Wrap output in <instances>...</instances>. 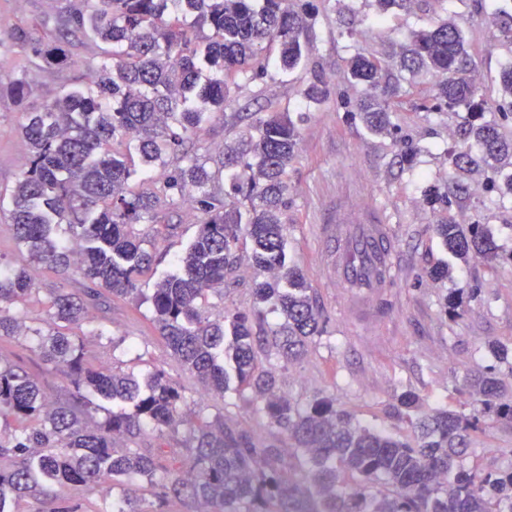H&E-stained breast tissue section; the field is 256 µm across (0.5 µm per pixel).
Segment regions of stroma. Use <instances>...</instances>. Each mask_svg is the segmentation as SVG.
I'll use <instances>...</instances> for the list:
<instances>
[{"label":"stroma","instance_id":"35a3bbf8","mask_svg":"<svg viewBox=\"0 0 512 512\" xmlns=\"http://www.w3.org/2000/svg\"><path fill=\"white\" fill-rule=\"evenodd\" d=\"M312 2L318 14L307 32L309 54L304 66L290 74L272 69L242 77L237 102L213 114L195 138L215 169L223 159L225 141L248 129L242 113L263 116L282 109L305 113L296 158L288 171L287 250L290 260L303 270L326 323L324 335L316 337L308 355L279 370V390L303 408L315 398H331L361 423L405 438L410 428L393 410L402 393L419 396L417 415L438 408L467 415L472 410L467 388L471 374L490 369L502 379L512 375V264L490 263L476 254L465 263L451 260L435 233L436 224L444 221L483 224L499 253H511L512 200L486 192L483 170L461 173L453 166L452 155L464 143L465 109L433 111L432 84L423 80L404 93L400 111L392 113L395 131L371 135L352 113L351 105L362 88L347 80L346 66L355 54H384L409 31L456 17L469 37L485 117L497 118L500 73L512 63V44L499 37L493 20L512 13V0H417L411 11L382 15L371 0H345L342 11L336 0ZM50 5L47 0H0V13L39 38L46 33L42 20ZM72 53L75 66L42 72L24 103L0 94L1 193L8 192L29 165V149L20 130L27 112L83 76V63L93 51L85 46L73 48ZM317 76L327 82L330 92L321 105L311 107L301 91ZM459 183L466 186V193H457ZM348 202L375 209L394 235L397 276L391 287L381 289L374 320L358 316L341 289L325 283L319 274L318 264L327 250L319 227ZM139 229L145 248L162 254L167 267L182 252L196 224L179 204ZM250 246L248 240L239 242L237 268L224 297L225 304L242 309L253 301L256 279L247 260ZM440 262L453 264L452 279L431 278L432 268ZM475 288L481 295L474 299L470 293ZM454 290L467 297L458 318L442 308L443 296ZM108 317L107 336L84 339L96 365L111 367L112 340L134 343V350L124 356L127 370L157 368L179 376L188 388L189 407L213 411L215 398L203 395L193 379L180 374L145 304L112 299ZM495 344L500 353L492 352ZM0 360L46 377L55 393L65 389L27 337L0 336ZM224 402L226 416L257 438L287 447V440L269 427L250 396L231 391ZM467 463L492 473L512 468V423L480 424L471 434Z\"/></svg>","mask_w":512,"mask_h":512}]
</instances>
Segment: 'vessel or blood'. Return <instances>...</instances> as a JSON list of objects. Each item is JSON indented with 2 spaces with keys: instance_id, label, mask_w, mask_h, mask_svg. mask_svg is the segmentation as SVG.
<instances>
[{
  "instance_id": "b4317fda",
  "label": "vessel or blood",
  "mask_w": 512,
  "mask_h": 512,
  "mask_svg": "<svg viewBox=\"0 0 512 512\" xmlns=\"http://www.w3.org/2000/svg\"><path fill=\"white\" fill-rule=\"evenodd\" d=\"M332 263L327 275L344 291H358L364 301H374L377 291L394 280V245L388 225L378 213L362 205L338 215L325 225Z\"/></svg>"
}]
</instances>
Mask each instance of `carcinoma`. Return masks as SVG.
Returning a JSON list of instances; mask_svg holds the SVG:
<instances>
[{
    "mask_svg": "<svg viewBox=\"0 0 512 512\" xmlns=\"http://www.w3.org/2000/svg\"><path fill=\"white\" fill-rule=\"evenodd\" d=\"M314 19L301 0H79L53 14L52 34L42 40L11 28L12 44L33 54L0 85L19 102L33 91L32 71L75 64L74 43L90 41L98 52L90 77L63 87L22 126L31 161L10 190L8 219L28 263L0 264V335L36 337L68 390L52 403L44 377L0 363V512H19L21 501L53 487L59 493L41 512H70L65 489L94 493L138 481L158 501L196 505L197 512H512V469L482 473L464 465L481 420L512 423V398L497 378L468 380L479 415L436 410L409 420L406 439L354 421L329 399L300 409L277 393L276 363L304 359L325 328L303 271L288 263L283 220L303 116L258 117L237 143L224 146V178L243 207L210 190L218 173L198 154L194 136L211 111L236 102V76L267 69L264 47H275L280 71L295 70ZM399 57L401 71L431 81L448 109L475 104L467 37L457 21L410 32ZM347 77L364 88L356 107L368 130L385 132L398 75L385 58L358 53ZM326 95L320 78L303 90L313 104ZM464 138L479 155L463 146L453 165L483 163L504 176L503 194L512 196V132L470 112ZM174 161L160 192L130 189L135 165L166 168ZM188 198L200 224L145 295L142 277L158 258L142 247L138 226L156 221L159 207ZM60 224L66 239L52 237ZM435 231L458 258L472 251L498 258L482 224H437ZM243 237L263 280L249 309H228L224 281ZM41 266L63 284L51 289L46 317L28 325L11 308L38 291ZM75 278L82 288L66 287ZM112 296L149 302L180 371L221 400L230 390L250 391L288 450L227 422L222 408L211 418L187 410L183 386L161 369L136 375L94 365L73 330L96 322L97 335H105L95 311ZM268 310L281 322L266 323ZM149 431L162 442L143 448ZM87 509L156 512L131 498Z\"/></svg>",
    "mask_w": 512,
    "mask_h": 512,
    "instance_id": "obj_1",
    "label": "carcinoma"
}]
</instances>
